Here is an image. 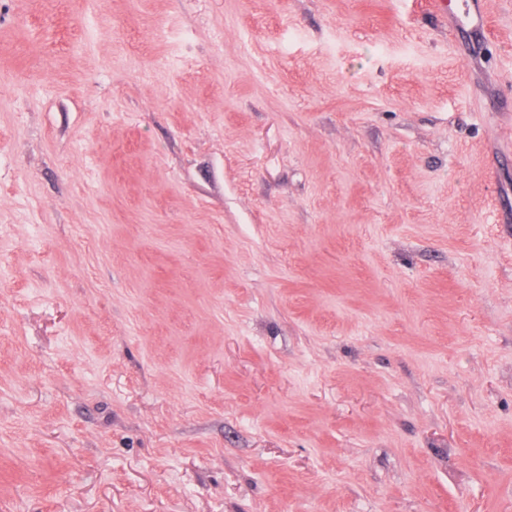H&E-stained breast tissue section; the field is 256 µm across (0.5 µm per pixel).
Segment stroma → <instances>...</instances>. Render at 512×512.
Instances as JSON below:
<instances>
[{
	"label": "stroma",
	"mask_w": 512,
	"mask_h": 512,
	"mask_svg": "<svg viewBox=\"0 0 512 512\" xmlns=\"http://www.w3.org/2000/svg\"><path fill=\"white\" fill-rule=\"evenodd\" d=\"M0 0V512H512V0ZM448 16L463 18L466 22L470 21V18L475 16L476 23L473 25V28H475L477 33L482 38L490 39L493 37L485 12L476 7L474 0H463L461 10L458 12L451 10L448 12Z\"/></svg>",
	"instance_id": "stroma-1"
}]
</instances>
